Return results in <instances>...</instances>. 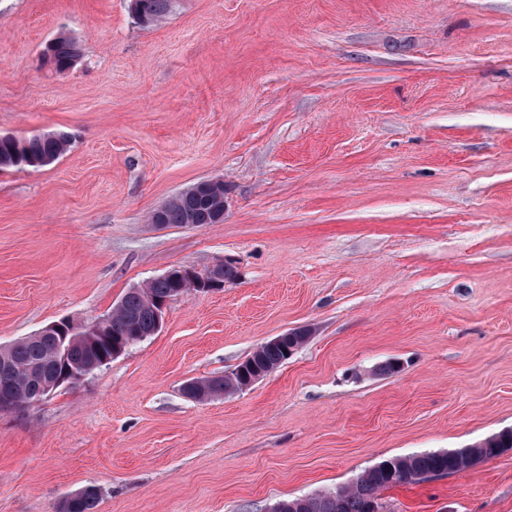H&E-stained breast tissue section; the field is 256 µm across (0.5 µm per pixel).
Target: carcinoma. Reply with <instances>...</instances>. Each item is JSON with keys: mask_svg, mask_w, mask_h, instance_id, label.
Here are the masks:
<instances>
[{"mask_svg": "<svg viewBox=\"0 0 512 512\" xmlns=\"http://www.w3.org/2000/svg\"><path fill=\"white\" fill-rule=\"evenodd\" d=\"M141 25L149 26L165 19L171 12L173 0H137ZM77 41L62 33L53 40L56 70L63 73L75 50ZM70 146V137L64 132L35 134L26 138L0 135V169L40 168L55 162ZM224 211V188H215L204 181L179 193L163 207L161 223L174 226L211 224L215 212ZM192 283L186 279L175 283L170 279H153L141 288L128 291L109 314L106 324L98 331L70 336L63 344L65 361H58V339L39 332L24 337L0 350L9 362L11 372L0 373V396L9 395L19 402L29 400L32 391L29 371L36 369L49 380L63 369L81 372L94 358L111 352L112 343L142 336L156 323L154 306L175 289ZM307 329L290 332L288 343L268 342L253 353L256 365L276 369L286 360L284 350L300 347L309 338ZM243 384L238 374L221 375L201 380L194 396L205 401L221 394H229ZM512 448V430H504L469 448L455 452H423L404 457H393L365 470L349 486L333 492L305 497L301 512H382L380 493L404 483L399 475L406 473L410 481H424L432 474H452L476 463L497 457ZM101 491L88 485L64 500L61 512H97Z\"/></svg>", "mask_w": 512, "mask_h": 512, "instance_id": "1", "label": "carcinoma"}]
</instances>
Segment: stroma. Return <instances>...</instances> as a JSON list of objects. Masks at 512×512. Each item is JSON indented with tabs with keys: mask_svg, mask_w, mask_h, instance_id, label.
Listing matches in <instances>:
<instances>
[{
	"mask_svg": "<svg viewBox=\"0 0 512 512\" xmlns=\"http://www.w3.org/2000/svg\"><path fill=\"white\" fill-rule=\"evenodd\" d=\"M43 132L62 157L0 170V346L176 267L239 276L0 415V512L88 485L97 512H270L512 429V0H174L152 27L128 0H0V134ZM202 180L223 223H150ZM302 328L247 389L183 397ZM380 497L512 512V450ZM77 41L62 33L53 40V51L56 61V70L63 73L67 69V64L76 49H79ZM288 334L276 336L273 339L267 341L265 344H262L256 352H254L251 356L255 357L256 365L261 368L266 369H276L281 364H283L286 360H288V350L289 355L291 356L295 351V348L290 347H300L303 345L308 338L310 337V332L308 329H298L293 330ZM288 336V343H272V342H283L286 340ZM271 341V342H270ZM289 348V349H288ZM284 349H287V353H284Z\"/></svg>",
	"mask_w": 512,
	"mask_h": 512,
	"instance_id": "obj_1",
	"label": "stroma"
}]
</instances>
